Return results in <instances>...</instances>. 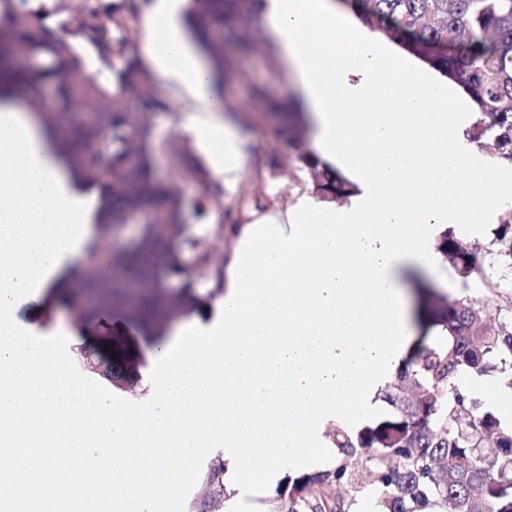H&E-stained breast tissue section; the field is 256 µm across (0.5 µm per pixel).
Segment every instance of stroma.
<instances>
[{
    "mask_svg": "<svg viewBox=\"0 0 512 512\" xmlns=\"http://www.w3.org/2000/svg\"><path fill=\"white\" fill-rule=\"evenodd\" d=\"M242 69L247 82L235 84L219 96L220 106L241 105L251 85L259 84L274 96L280 97L293 89V76L285 61H268L261 55L243 59ZM156 94L165 102V110L151 113L147 119L149 141L155 149V170L158 177L171 179L177 161L178 149L188 141L179 131L188 102L173 84L157 78L153 81ZM311 195L307 177L295 163H288L274 176L253 184L251 201L242 209L243 224H251L264 215H284L299 209ZM184 272L179 281L191 285L195 301L190 314L176 319L173 329H190L200 334L224 323V314L218 301L224 295V280L215 274L201 275L199 254L185 249L181 252ZM441 294L451 298L468 296L490 320L512 316V288L491 289L483 279L476 278L461 284L450 263L444 262L422 276ZM117 312L109 307L85 309L83 317L71 316L58 304L56 292L42 288L31 297L20 298L15 318L21 328L53 329L49 342L60 356L68 360L72 379L80 385L96 390L109 412H123L148 402L153 393L156 374L154 345L143 334H136L125 342L121 360L130 369L126 378H109L106 361L112 360L113 336L104 332ZM224 461L223 449H214L212 455L193 464L192 477L184 481L178 492L165 504L164 512H199L198 504L204 493V481L209 470Z\"/></svg>",
    "mask_w": 512,
    "mask_h": 512,
    "instance_id": "1",
    "label": "stroma"
}]
</instances>
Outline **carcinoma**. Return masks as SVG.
Instances as JSON below:
<instances>
[{"instance_id":"carcinoma-1","label":"carcinoma","mask_w":512,"mask_h":512,"mask_svg":"<svg viewBox=\"0 0 512 512\" xmlns=\"http://www.w3.org/2000/svg\"><path fill=\"white\" fill-rule=\"evenodd\" d=\"M354 8L372 31L403 42L414 54L442 67L469 96L481 120L472 137L490 148L493 157L512 164V0H340ZM258 0H191L183 24L191 40L211 63L215 84L242 82L247 74L239 59L264 46L275 59L257 17ZM140 16L139 0H81V5L47 12L34 0H0V103L20 88L31 92L50 138L60 142L85 191L107 190L103 223L125 220L136 212H159L164 227L145 235L140 249L112 255L145 285L141 297L112 291V306L123 308L143 329L159 336L162 308L171 300L188 299V289L174 296L166 288L182 273L179 250H196L200 241H174L171 228L182 220L183 199L174 181L189 179L198 189L197 217L209 207L224 212L234 234L240 219L224 205V190L188 148L178 156L172 181L154 176V157L147 131L129 122L131 108L156 112L164 107L152 91V79L130 48L129 33ZM88 46L108 68L101 82H76L77 49ZM15 57H28L34 68L16 71ZM258 112L276 115L274 135L288 142V158L305 172L312 192L325 199L347 198L352 185L332 172L303 140L309 130L305 113L285 111L293 98H276L253 88ZM89 112L105 114L108 132L78 121ZM283 163L273 149L255 165L250 180L274 176ZM498 249L489 250L487 274L473 249L446 228L436 250L452 265L462 284L482 277L492 288L512 276V224L496 231ZM415 313L441 342L420 345L386 383L381 398L390 413L355 433L335 426V447L342 458L328 470L300 473L276 490L286 512H349V503L335 495L338 486L354 489L364 477L380 491L379 512H512V422L464 389L463 378L474 373L497 376L512 390V319L485 322L466 297L441 302L433 290L418 291ZM371 448L366 474L348 459ZM224 469L207 476L199 507L227 497Z\"/></svg>"}]
</instances>
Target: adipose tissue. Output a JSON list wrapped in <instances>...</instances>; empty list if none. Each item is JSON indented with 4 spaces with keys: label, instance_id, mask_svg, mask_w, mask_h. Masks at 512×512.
Listing matches in <instances>:
<instances>
[{
    "label": "adipose tissue",
    "instance_id": "obj_1",
    "mask_svg": "<svg viewBox=\"0 0 512 512\" xmlns=\"http://www.w3.org/2000/svg\"><path fill=\"white\" fill-rule=\"evenodd\" d=\"M185 0H149L156 74L192 102L180 131L215 181L247 142L205 58L176 30ZM288 62L314 150L354 185L349 204L308 199L289 230L247 226L228 264L224 325L158 349L156 405L107 414L67 360L16 326L17 298L52 281L92 233L95 200L73 188L40 124L0 105V512H145L197 458L224 451L233 477L273 483L322 468L329 423H366L413 341L409 269L438 266L439 234L477 235L512 198V164L469 143L475 115L437 68L336 0H261Z\"/></svg>",
    "mask_w": 512,
    "mask_h": 512
}]
</instances>
